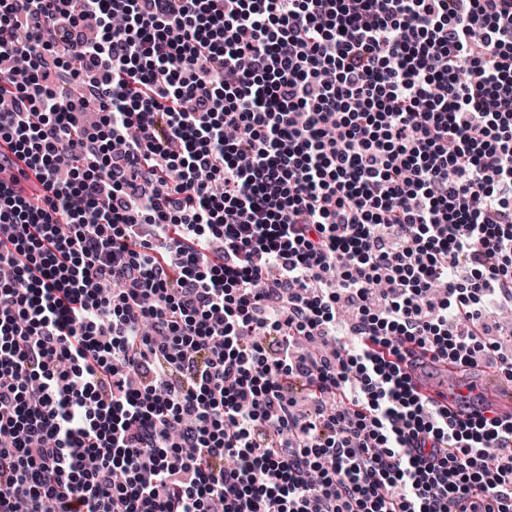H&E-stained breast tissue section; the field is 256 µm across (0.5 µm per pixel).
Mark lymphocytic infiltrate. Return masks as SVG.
Wrapping results in <instances>:
<instances>
[{
  "label": "lymphocytic infiltrate",
  "instance_id": "obj_1",
  "mask_svg": "<svg viewBox=\"0 0 512 512\" xmlns=\"http://www.w3.org/2000/svg\"><path fill=\"white\" fill-rule=\"evenodd\" d=\"M18 58L0 512H512L413 377L512 381V0H0Z\"/></svg>",
  "mask_w": 512,
  "mask_h": 512
}]
</instances>
